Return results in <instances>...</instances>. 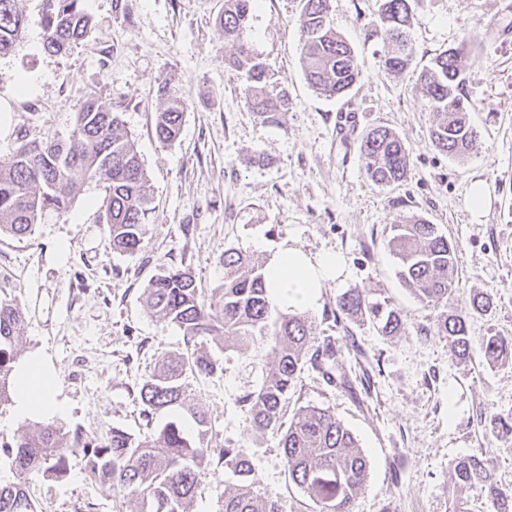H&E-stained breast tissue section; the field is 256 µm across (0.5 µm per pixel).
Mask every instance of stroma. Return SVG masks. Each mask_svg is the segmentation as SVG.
<instances>
[{"mask_svg": "<svg viewBox=\"0 0 512 512\" xmlns=\"http://www.w3.org/2000/svg\"><path fill=\"white\" fill-rule=\"evenodd\" d=\"M382 0H336L330 22L354 49L360 77L345 97L316 93L303 75L300 0H255L242 39L267 63L290 104L270 124L247 104L243 80L225 64L234 51L219 16L224 0H83L95 30L66 53L47 52L40 24L46 0H19L28 24L0 55V158L18 127L40 140L67 138L88 99L119 107L154 196L141 250L113 252L98 221L102 193L84 181L69 209L46 211L31 235L0 234V296L17 298L26 316L18 360L39 357L65 411L63 430L101 438L113 428L159 430L145 420L139 392L157 357L184 348L176 326L149 313L144 290L163 268L192 271L205 290L219 287L225 250L266 262L286 247L341 256L343 272L306 312L317 332L346 348L338 361L351 389L297 382L300 404L331 409L356 437L370 468L355 512H449L453 502L491 512L484 494L454 486L450 462L479 457L499 484L512 486V443L480 418L512 411V360L487 362L480 346L455 358L437 335L439 308L420 303L397 275L387 241L391 225L411 216L436 224L457 253L459 290L450 307L468 311L471 336H512V0H409L412 67L385 69ZM471 44L462 59L463 93L480 135L465 160L438 152L433 114L416 90L419 71L442 51ZM186 99L178 141L155 135L158 87ZM384 125L403 140L410 164L390 187L368 181L360 140ZM483 181L490 205L473 221L468 191ZM362 288L398 311L400 335L372 322L333 327L336 299ZM491 308L471 311L474 294ZM223 370L190 383L216 441L244 448L260 492L286 512H310L285 482L279 435L253 434L239 396L253 390L269 358L265 344L225 349ZM82 456L69 475L40 478L29 491L41 512H126L109 484L89 479ZM234 476L215 463L190 512H220Z\"/></svg>", "mask_w": 512, "mask_h": 512, "instance_id": "stroma-1", "label": "stroma"}]
</instances>
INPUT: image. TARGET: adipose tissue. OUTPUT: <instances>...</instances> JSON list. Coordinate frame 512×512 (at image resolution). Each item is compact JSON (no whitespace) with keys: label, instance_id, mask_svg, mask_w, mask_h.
<instances>
[{"label":"adipose tissue","instance_id":"1","mask_svg":"<svg viewBox=\"0 0 512 512\" xmlns=\"http://www.w3.org/2000/svg\"><path fill=\"white\" fill-rule=\"evenodd\" d=\"M268 288L272 303L293 310L313 308L324 288L343 271L339 255L325 254L314 258L303 251L287 247L267 264ZM17 391L14 410L17 416L51 417L61 413L52 383L39 359L30 358L16 369Z\"/></svg>","mask_w":512,"mask_h":512}]
</instances>
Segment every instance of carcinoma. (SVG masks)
Instances as JSON below:
<instances>
[{
    "mask_svg": "<svg viewBox=\"0 0 512 512\" xmlns=\"http://www.w3.org/2000/svg\"><path fill=\"white\" fill-rule=\"evenodd\" d=\"M19 0H0V55L9 53L26 18ZM82 0H47L43 17L44 48L60 54L88 37L90 16ZM254 0H224L220 26L224 42L235 52L224 62L246 81L247 101L265 122L288 111V95L267 97L270 79L265 63L257 60L241 41ZM298 25L302 61L307 82L321 95L347 94L359 77L357 57L351 46L330 27L333 0H301ZM381 21L388 49L384 66L403 72L416 57L407 39L409 0H384ZM467 46L450 49L431 59L420 72L417 90L429 101L435 118L430 126L432 145L442 154L462 159L479 136L469 121L461 94L462 55ZM155 117V134L164 143L175 142L181 132L185 100L163 86ZM360 158L367 179L379 187L403 180L409 155L401 137L385 126H375L360 141ZM89 179L103 190L99 221L106 224L112 250L134 253L141 248L149 217L154 212L150 180L135 143L122 131L116 107L95 99L77 113L73 130L63 140L37 141L24 126L17 130L16 146L0 160V232L25 236L33 231L45 210L65 209L79 194L81 181ZM388 247L395 255L401 282L421 302L443 307L437 318V334L447 340L448 351L468 356L473 343L467 316L448 309L456 291V254L437 225L418 218L391 225ZM224 283L207 296L187 270L162 269L144 292L147 310L177 326L185 350L162 355L142 384L140 400L147 422L168 415L159 433L134 436L114 428L103 440L81 431L69 434L52 422L37 425L13 443H1L20 479L0 483V512H37L29 484L40 477L63 478L68 457L80 453L92 479L112 485L121 499L132 504L128 512H189L203 476L216 456L224 467L240 477L224 489L222 512H286L279 500L263 496L252 477L244 449L226 441L209 447L210 421L203 406L194 402L189 378L211 377L222 369L220 359L204 348L208 338L220 337L219 349L247 350L260 341L271 352L260 384L239 397L247 409L253 432L280 435L284 474L315 505L313 512H353L365 480L368 459L357 439L328 408L300 406L286 416L288 395L305 368L329 386L350 387L347 376L335 373L342 339L314 336V325L298 313L279 311L268 298L264 263L234 249L224 251ZM369 315L381 333L391 336L404 325L401 315L369 300L353 288L343 293L332 312L339 326L348 317ZM25 317L16 298H0V404L10 400L14 347L23 336ZM318 345L308 349L313 340ZM489 362L512 354V336L490 334L480 339ZM484 422L497 437L512 440V413L495 414ZM454 484L478 488L495 512H508L512 487L497 484L493 475L474 457H462L450 465Z\"/></svg>",
    "mask_w": 512,
    "mask_h": 512,
    "instance_id": "cac0c4a2",
    "label": "carcinoma"
}]
</instances>
